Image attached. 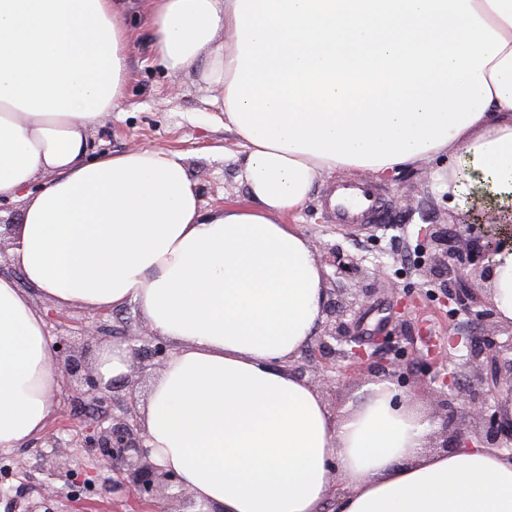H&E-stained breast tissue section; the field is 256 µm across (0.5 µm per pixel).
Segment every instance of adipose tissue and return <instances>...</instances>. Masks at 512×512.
<instances>
[{
	"label": "adipose tissue",
	"instance_id": "obj_1",
	"mask_svg": "<svg viewBox=\"0 0 512 512\" xmlns=\"http://www.w3.org/2000/svg\"><path fill=\"white\" fill-rule=\"evenodd\" d=\"M167 73L201 65L244 147L249 199L204 210L181 157H89L130 82L123 0H0V195L14 258L63 308L135 303L175 350L140 409L152 459L204 512H512V456L424 442L430 420L365 386L333 411L288 365L322 319L312 242L284 223L324 174L457 155L440 189L512 222V0H141ZM47 181L33 189L36 174ZM512 323V245L487 281ZM44 315L0 276V450L55 410Z\"/></svg>",
	"mask_w": 512,
	"mask_h": 512
}]
</instances>
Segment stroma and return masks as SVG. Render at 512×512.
I'll return each instance as SVG.
<instances>
[{
    "label": "stroma",
    "instance_id": "35a3bbf8",
    "mask_svg": "<svg viewBox=\"0 0 512 512\" xmlns=\"http://www.w3.org/2000/svg\"><path fill=\"white\" fill-rule=\"evenodd\" d=\"M127 24L132 78L119 111L88 128L91 155L161 147L183 157L205 209L246 201L248 188L240 164L244 148L224 126V115L216 105L220 89L205 83L195 67L170 76L154 60L149 20L133 13ZM448 163V158L439 157L396 175L373 177V184L392 204L388 224L372 228L336 224L321 203L324 191L339 183L336 175L318 177L296 217L300 230L318 248L324 284L336 292V308L344 313L346 331L363 338H385L377 362L394 359L411 367L405 398L427 415L432 412L422 390L427 361L438 359L441 374L453 372L466 380V342L485 332L484 325L453 300L461 282L433 270L429 257L436 247L429 235L434 226L446 227L453 244L460 225L490 224L495 219L492 211L450 203L440 192L437 177ZM359 295L364 301L357 306L353 300ZM140 319L136 309L126 306L100 311L77 307L68 309L65 319L48 320L47 328L50 336L69 337L72 354L93 365L100 347L82 342L79 332L84 325L97 322L118 329ZM57 377L55 414L47 427L54 442L41 437L0 451V512H25L47 487L59 492L58 512H160L159 506L141 503L128 489L114 487L112 471L85 449L91 421L73 400L77 382L62 371ZM57 453L67 456L71 475L50 468L48 461Z\"/></svg>",
    "mask_w": 512,
    "mask_h": 512
}]
</instances>
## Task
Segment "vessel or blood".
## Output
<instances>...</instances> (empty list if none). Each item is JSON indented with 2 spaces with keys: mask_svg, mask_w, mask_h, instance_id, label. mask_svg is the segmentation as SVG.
<instances>
[{
  "mask_svg": "<svg viewBox=\"0 0 512 512\" xmlns=\"http://www.w3.org/2000/svg\"><path fill=\"white\" fill-rule=\"evenodd\" d=\"M326 205L337 223L359 226L377 223L387 211L389 200L368 182L347 181L327 196Z\"/></svg>",
  "mask_w": 512,
  "mask_h": 512,
  "instance_id": "vessel-or-blood-1",
  "label": "vessel or blood"
}]
</instances>
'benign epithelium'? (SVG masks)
<instances>
[{
	"label": "benign epithelium",
	"instance_id": "benign-epithelium-1",
	"mask_svg": "<svg viewBox=\"0 0 512 512\" xmlns=\"http://www.w3.org/2000/svg\"><path fill=\"white\" fill-rule=\"evenodd\" d=\"M474 264L472 239L458 240L454 254L446 251L433 257V265L459 280H466L469 266ZM455 302L465 311L484 321L489 313L474 309L478 296L467 287L464 293L455 297ZM500 329L492 325L486 333L485 343L469 342L468 364L474 369L478 389L471 392L461 390L455 382L456 376L444 377L436 387L429 388L427 396L437 409L444 440L442 447H461L463 439L473 436L486 448H498L512 454V422L502 419L499 398L508 390L512 392V331L507 339H498ZM127 345L130 369L135 373L161 368L169 357L166 343L145 324L120 336ZM345 345L336 350L334 342ZM320 345L331 352H339L342 358L353 362V369L347 375L361 381L367 368L369 354L354 337L342 333L341 326L331 323L320 337ZM86 389L80 397L93 403L104 401L106 394L114 391L116 385L104 383L90 370L84 378ZM87 447L102 458L106 467L117 474L118 482L134 488L143 499L164 502L176 496L184 497L187 490L182 488L176 494L172 488L178 486L175 475L162 470L150 458L145 446L144 429L136 406L131 401L118 406V412L104 417L89 428Z\"/></svg>",
	"mask_w": 512,
	"mask_h": 512
}]
</instances>
